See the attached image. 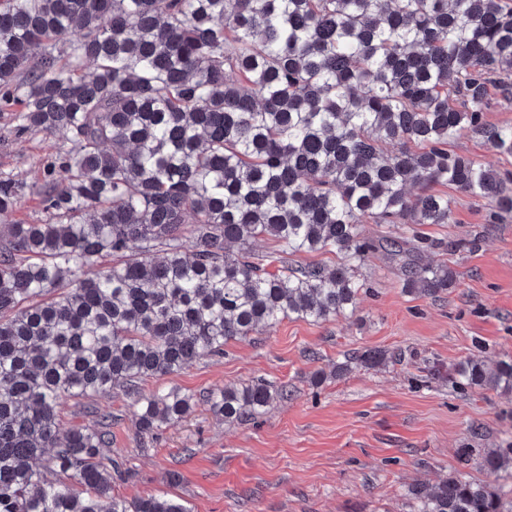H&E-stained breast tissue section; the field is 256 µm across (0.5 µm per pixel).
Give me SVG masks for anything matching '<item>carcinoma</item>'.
<instances>
[{"instance_id":"1","label":"carcinoma","mask_w":512,"mask_h":512,"mask_svg":"<svg viewBox=\"0 0 512 512\" xmlns=\"http://www.w3.org/2000/svg\"><path fill=\"white\" fill-rule=\"evenodd\" d=\"M492 89L512 96V0H0V103L68 140L37 222L13 220L24 184L0 175V512H190L111 494V413L63 433L62 400L120 390L145 435L201 404L261 414L283 396L262 380L140 382L285 317L354 313L368 253L404 251L362 224L450 223L435 185L512 212L497 173L448 153L467 133L512 156V126L483 118ZM266 237L337 261L271 272L250 249ZM454 283L410 263L404 288ZM461 375L512 391V358ZM410 493L418 512H505L488 483Z\"/></svg>"}]
</instances>
